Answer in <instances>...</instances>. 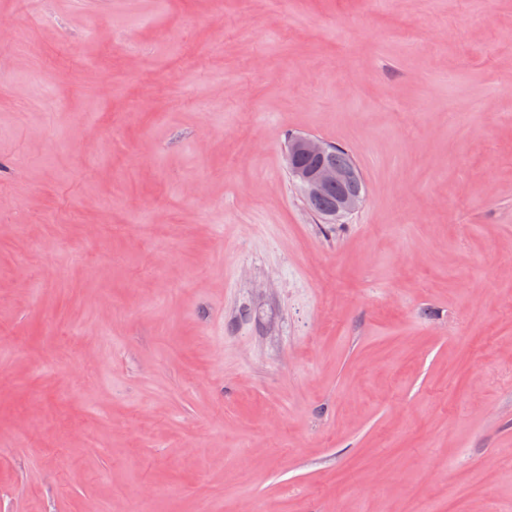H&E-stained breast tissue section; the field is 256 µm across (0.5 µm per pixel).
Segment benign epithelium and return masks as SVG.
<instances>
[{"label": "benign epithelium", "mask_w": 512, "mask_h": 512, "mask_svg": "<svg viewBox=\"0 0 512 512\" xmlns=\"http://www.w3.org/2000/svg\"><path fill=\"white\" fill-rule=\"evenodd\" d=\"M331 155L332 145L311 135H297L288 141V173L309 204H316L333 187L340 188L333 205L325 211L326 220L338 221L358 209L362 200L353 188L352 172L331 163ZM303 156L313 159V164L304 166L300 162Z\"/></svg>", "instance_id": "obj_1"}]
</instances>
